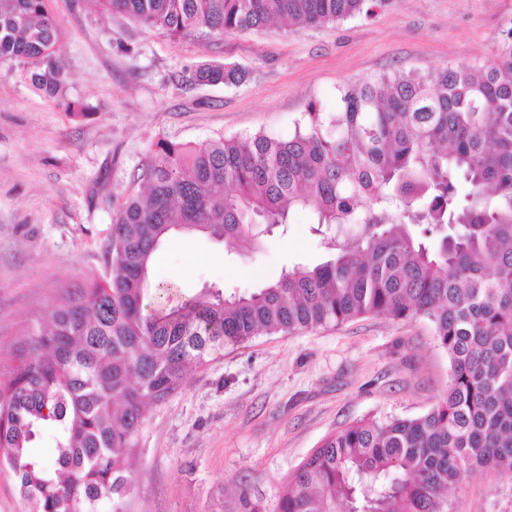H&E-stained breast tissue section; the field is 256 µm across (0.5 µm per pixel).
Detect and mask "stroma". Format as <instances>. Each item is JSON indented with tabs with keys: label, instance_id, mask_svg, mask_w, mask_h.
Here are the masks:
<instances>
[{
	"label": "stroma",
	"instance_id": "obj_1",
	"mask_svg": "<svg viewBox=\"0 0 512 512\" xmlns=\"http://www.w3.org/2000/svg\"><path fill=\"white\" fill-rule=\"evenodd\" d=\"M64 34L66 100L0 60V362L46 323L66 289L105 271L113 208L161 139L197 149L258 131L288 138L309 104L332 111L339 87L383 71L491 59L512 0H384L375 15L317 27L272 25L217 39L147 29L88 0H50ZM247 76L200 85L197 66ZM85 110L69 112L67 100ZM311 212L261 249L173 234L151 282L172 299L202 289L264 287L327 250ZM450 364L431 323L369 316L292 334H259L214 351L164 401L149 406L124 512H275L295 470L323 438L369 416L414 417L448 389ZM452 512H512V474L463 475Z\"/></svg>",
	"mask_w": 512,
	"mask_h": 512
}]
</instances>
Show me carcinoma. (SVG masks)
<instances>
[{"instance_id":"obj_1","label":"carcinoma","mask_w":512,"mask_h":512,"mask_svg":"<svg viewBox=\"0 0 512 512\" xmlns=\"http://www.w3.org/2000/svg\"><path fill=\"white\" fill-rule=\"evenodd\" d=\"M49 0H0V59L31 61V84L65 91ZM181 36L276 21L371 16L384 0H95ZM235 65L193 80L235 85ZM113 214L107 272L67 293L0 373V457L25 512H124L147 408L227 344L366 315L423 316L448 353L446 395L415 417L364 418L326 436L286 484L278 512H448L464 474L512 473V27L487 62L382 73L311 105L292 136L159 140ZM312 211L329 259L252 292L202 290L149 307L150 263L175 231L258 243ZM53 433L57 456L32 444Z\"/></svg>"}]
</instances>
